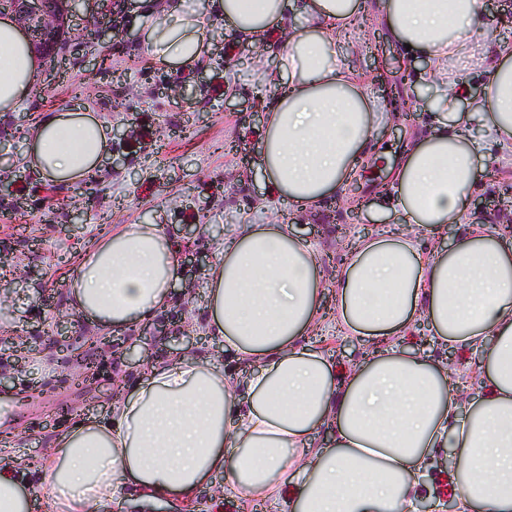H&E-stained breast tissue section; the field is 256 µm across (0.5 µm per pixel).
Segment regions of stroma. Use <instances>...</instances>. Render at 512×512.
Returning a JSON list of instances; mask_svg holds the SVG:
<instances>
[{
	"instance_id": "1",
	"label": "stroma",
	"mask_w": 512,
	"mask_h": 512,
	"mask_svg": "<svg viewBox=\"0 0 512 512\" xmlns=\"http://www.w3.org/2000/svg\"><path fill=\"white\" fill-rule=\"evenodd\" d=\"M142 0H83L73 20L74 30L62 41L57 66H45L39 83L18 111L0 112V375L11 377L8 397L0 396V449H6L18 469H28L52 453V440L81 419L104 418L112 402L115 372L139 378L146 365L123 356L101 353L85 344L86 359L97 364L92 383H84L75 360L61 352L54 339V322L70 317L73 342L95 335L88 316L68 303L64 278L80 255L99 238L122 224H159L181 249L202 248L219 256L225 239L245 224L290 225L293 232L325 257H339L345 245L365 235L371 224L401 223L398 214L352 210L333 196L315 211L301 212L288 202L264 196L261 166V82L254 59L266 55L258 46L240 50L232 29L212 19L205 30L210 55L189 68L150 64L139 38ZM111 16L118 33L101 46L79 34L96 13ZM107 64H100V57ZM343 61L354 68L381 71L391 79L404 62L403 51L386 41L378 53L344 49ZM426 93L415 122H408L402 104L390 103L392 117L378 134L389 158L399 156L410 129L428 132L430 115L439 111L437 84L423 81ZM50 107L90 109L108 126H120L103 156L94 184L54 185L31 171L25 156L31 117ZM470 133L480 146L489 175L475 196L492 200L487 210L474 212L479 224L512 222V196L501 194L512 182V145L491 140L481 118ZM184 224H198L200 239H181ZM204 269L184 265L183 276L171 288L170 306L158 318L167 328L163 338H151L148 362L184 352L221 354L207 324ZM28 350L25 361L7 357L10 349ZM159 512H254L237 498L232 484L211 477L189 505L163 504Z\"/></svg>"
}]
</instances>
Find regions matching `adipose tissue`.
<instances>
[{"instance_id": "obj_1", "label": "adipose tissue", "mask_w": 512, "mask_h": 512, "mask_svg": "<svg viewBox=\"0 0 512 512\" xmlns=\"http://www.w3.org/2000/svg\"><path fill=\"white\" fill-rule=\"evenodd\" d=\"M368 0H169L145 9L140 27L153 62L187 67L209 53L216 13L241 48L286 39L276 51V91L265 104L266 196L314 209L345 193L375 159L388 114L363 71L342 64ZM378 27L425 59L441 89L431 134H413L388 166L377 199L407 228L357 238L336 272L338 327L371 339L348 366L306 345L325 312L322 256L286 224H246L206 273L210 333L225 356L247 362L248 381L225 357L177 355L125 385L102 419L76 422L48 460L46 512H108L115 486L131 488L144 512L172 497L191 500L225 476L243 504L277 512H395L429 496L420 475L433 449H452L457 512H512V237L470 224L468 200L487 166L470 135V93L449 59L487 62L477 108L487 135L512 142V45L477 0H379ZM304 26L287 28L289 11ZM43 63L23 30L0 19V112L17 111ZM111 130L85 111L42 114L28 135L27 166L54 184L85 182L107 153ZM466 225L447 249L426 234ZM181 276L178 247L158 224H126L100 238L69 279L70 304L101 330L144 323L169 305ZM440 342L471 352L480 396L457 401L455 367L404 345L417 319ZM331 437L313 447L320 429ZM26 485L0 456V512H28Z\"/></svg>"}]
</instances>
